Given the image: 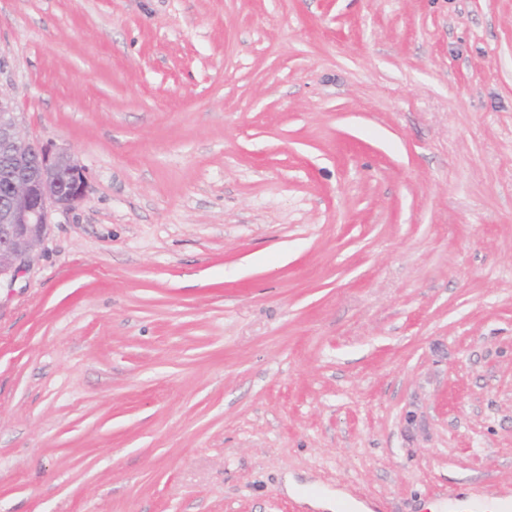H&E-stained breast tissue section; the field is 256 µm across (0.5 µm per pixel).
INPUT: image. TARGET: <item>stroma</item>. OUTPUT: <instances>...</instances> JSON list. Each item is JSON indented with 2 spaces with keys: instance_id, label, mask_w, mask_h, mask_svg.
Listing matches in <instances>:
<instances>
[{
  "instance_id": "stroma-1",
  "label": "stroma",
  "mask_w": 512,
  "mask_h": 512,
  "mask_svg": "<svg viewBox=\"0 0 512 512\" xmlns=\"http://www.w3.org/2000/svg\"><path fill=\"white\" fill-rule=\"evenodd\" d=\"M0 93L88 182L0 288V512L512 498V0H0ZM307 503L313 508H321L333 510L336 508L339 509L343 504H348L355 511L360 512H372V509L369 508L362 502H358L351 495L346 493L345 491L336 489L335 492H326L320 496L306 497Z\"/></svg>"
}]
</instances>
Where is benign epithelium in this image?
I'll return each instance as SVG.
<instances>
[{"label":"benign epithelium","mask_w":512,"mask_h":512,"mask_svg":"<svg viewBox=\"0 0 512 512\" xmlns=\"http://www.w3.org/2000/svg\"><path fill=\"white\" fill-rule=\"evenodd\" d=\"M86 196L85 173L74 157L24 137L12 101L0 97V284L27 266L51 210L72 209Z\"/></svg>","instance_id":"obj_1"}]
</instances>
